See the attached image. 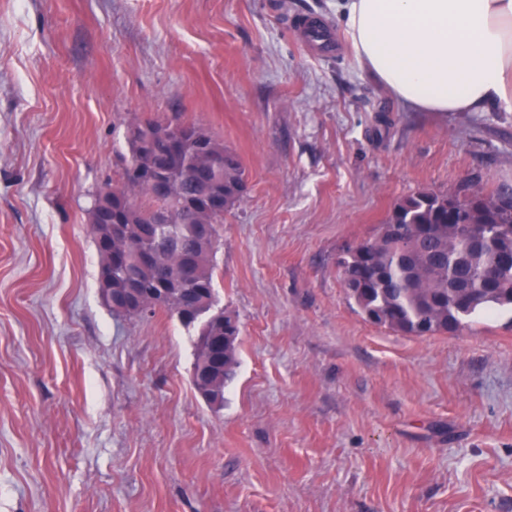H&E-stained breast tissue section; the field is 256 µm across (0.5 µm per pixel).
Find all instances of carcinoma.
Instances as JSON below:
<instances>
[{
    "mask_svg": "<svg viewBox=\"0 0 512 512\" xmlns=\"http://www.w3.org/2000/svg\"><path fill=\"white\" fill-rule=\"evenodd\" d=\"M158 144L153 168L133 167L141 150L126 136L128 156L123 158L121 180L112 184V210L91 225L101 268H112V287L123 286L127 270L139 274L143 288L163 296L149 313L165 312L186 328L197 329L195 361L206 357L205 336H238L226 330V312L207 318L194 312L176 289L199 292L216 304L214 277L217 246L204 244L197 217H205L219 242L224 214L234 210L246 193L245 173L238 156L195 123L170 119L145 121ZM208 138L213 159L208 165L210 190L196 181L199 135ZM474 209H450L461 194L422 191L397 201L386 223L397 232L374 236L347 250L338 261L344 283L358 285L352 296L372 323L414 336H433L459 330L480 311L512 307V266L500 265L501 252L512 251V185L500 183L491 192H478ZM162 210L174 213L172 224H154ZM112 227L111 250L104 231ZM153 251L150 263H140L141 251ZM238 346H224V372L214 385L216 393L235 378Z\"/></svg>",
    "mask_w": 512,
    "mask_h": 512,
    "instance_id": "carcinoma-1",
    "label": "carcinoma"
}]
</instances>
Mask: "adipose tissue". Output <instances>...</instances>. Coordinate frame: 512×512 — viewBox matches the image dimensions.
Listing matches in <instances>:
<instances>
[{"instance_id": "obj_1", "label": "adipose tissue", "mask_w": 512, "mask_h": 512, "mask_svg": "<svg viewBox=\"0 0 512 512\" xmlns=\"http://www.w3.org/2000/svg\"><path fill=\"white\" fill-rule=\"evenodd\" d=\"M361 66L399 103L462 114L512 105V0H343Z\"/></svg>"}]
</instances>
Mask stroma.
I'll return each mask as SVG.
<instances>
[{
    "mask_svg": "<svg viewBox=\"0 0 512 512\" xmlns=\"http://www.w3.org/2000/svg\"><path fill=\"white\" fill-rule=\"evenodd\" d=\"M173 116L248 186L216 254L241 328L218 408L194 332L99 288L93 196L127 127ZM502 182L512 110L392 99L336 0H0V512H512V309L402 335L338 267L400 199ZM303 31L308 42L322 52L331 53L334 50L335 41L332 30L325 21L307 16Z\"/></svg>",
    "mask_w": 512,
    "mask_h": 512,
    "instance_id": "35a3bbf8",
    "label": "stroma"
}]
</instances>
